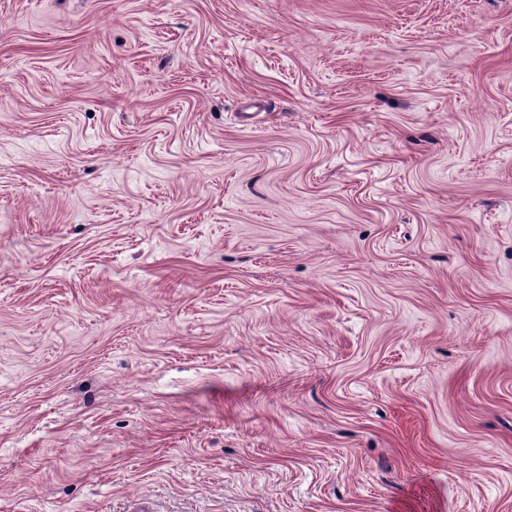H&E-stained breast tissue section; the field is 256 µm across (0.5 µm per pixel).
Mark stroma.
I'll return each mask as SVG.
<instances>
[{
    "mask_svg": "<svg viewBox=\"0 0 512 512\" xmlns=\"http://www.w3.org/2000/svg\"><path fill=\"white\" fill-rule=\"evenodd\" d=\"M0 512H512V0H0Z\"/></svg>",
    "mask_w": 512,
    "mask_h": 512,
    "instance_id": "1",
    "label": "stroma"
}]
</instances>
